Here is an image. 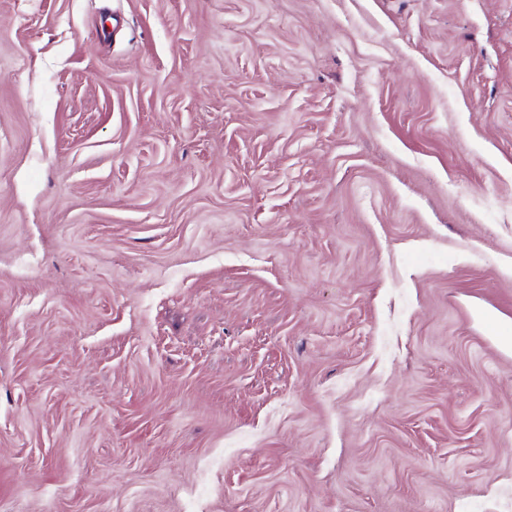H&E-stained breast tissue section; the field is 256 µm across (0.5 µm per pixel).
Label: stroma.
I'll list each match as a JSON object with an SVG mask.
<instances>
[{
  "mask_svg": "<svg viewBox=\"0 0 512 512\" xmlns=\"http://www.w3.org/2000/svg\"><path fill=\"white\" fill-rule=\"evenodd\" d=\"M512 0H0V512H512Z\"/></svg>",
  "mask_w": 512,
  "mask_h": 512,
  "instance_id": "1",
  "label": "stroma"
}]
</instances>
